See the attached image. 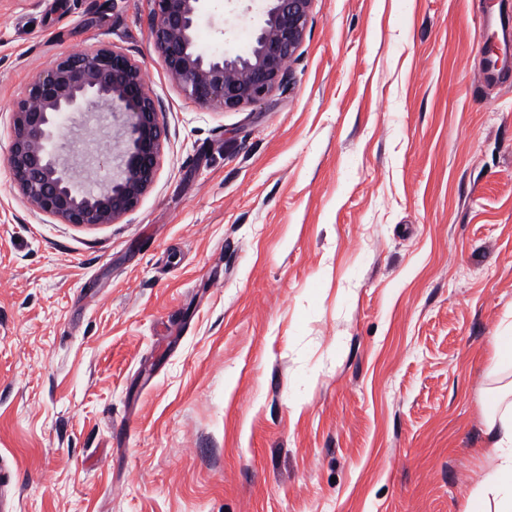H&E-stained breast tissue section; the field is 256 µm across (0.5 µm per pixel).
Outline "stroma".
Segmentation results:
<instances>
[{
	"instance_id": "obj_1",
	"label": "stroma",
	"mask_w": 512,
	"mask_h": 512,
	"mask_svg": "<svg viewBox=\"0 0 512 512\" xmlns=\"http://www.w3.org/2000/svg\"><path fill=\"white\" fill-rule=\"evenodd\" d=\"M148 0H0V460L15 512H465L512 323V0H313L290 87L216 112ZM261 0H210L246 47ZM100 45L168 129L115 224L36 213L6 159L31 77ZM64 144L112 173L94 117ZM495 362L492 368L494 374L508 366L512 367V326L506 327L494 336Z\"/></svg>"
}]
</instances>
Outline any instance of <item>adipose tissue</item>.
Returning a JSON list of instances; mask_svg holds the SVG:
<instances>
[{"label": "adipose tissue", "mask_w": 512, "mask_h": 512, "mask_svg": "<svg viewBox=\"0 0 512 512\" xmlns=\"http://www.w3.org/2000/svg\"><path fill=\"white\" fill-rule=\"evenodd\" d=\"M484 453L491 469L472 496L470 512H512V383L487 411Z\"/></svg>", "instance_id": "ef3b65f1"}]
</instances>
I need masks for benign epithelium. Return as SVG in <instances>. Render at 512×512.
<instances>
[{"label": "benign epithelium", "instance_id": "obj_1", "mask_svg": "<svg viewBox=\"0 0 512 512\" xmlns=\"http://www.w3.org/2000/svg\"><path fill=\"white\" fill-rule=\"evenodd\" d=\"M149 38L173 84L215 111L266 100L291 81L288 63L301 48L313 0H263L262 22L242 52L208 54L196 42L207 0H150ZM96 114L118 139L112 177L90 178V168L56 141L63 120ZM164 103L145 84L137 61L121 49L99 47L57 58L38 72L17 100L8 166L38 212L61 224H115L134 211L154 185L168 131Z\"/></svg>", "mask_w": 512, "mask_h": 512}]
</instances>
